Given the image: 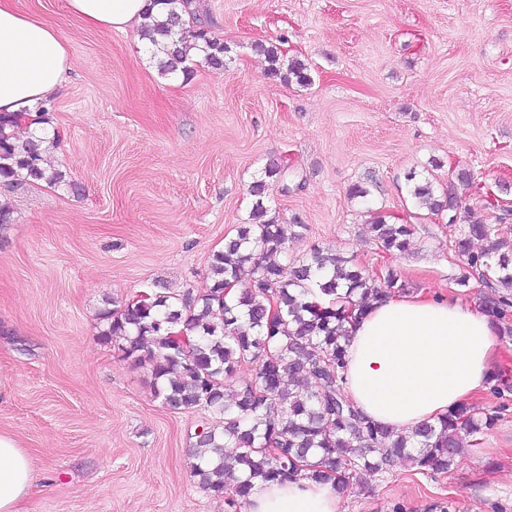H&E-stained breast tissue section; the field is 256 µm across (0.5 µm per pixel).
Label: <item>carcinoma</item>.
Here are the masks:
<instances>
[{
	"mask_svg": "<svg viewBox=\"0 0 512 512\" xmlns=\"http://www.w3.org/2000/svg\"><path fill=\"white\" fill-rule=\"evenodd\" d=\"M167 5L163 20L142 27L144 35L162 46L161 74L186 71L189 50L200 47L207 65H226L228 47L200 27L176 24L190 10L191 0H153ZM255 51L268 62L267 75L301 86L311 83L307 65L280 62V49L258 42ZM16 118L0 115V178L7 185L23 182L59 184L64 174L45 168L44 138L31 131L19 138L4 129ZM288 163L272 160L250 185L255 203L249 221L239 225L224 249L212 254L209 290L197 295L174 292L163 283L145 302L127 300L100 313L99 339L117 343L122 357L151 367L154 395L173 410H202L209 419L192 444L197 462L191 477L217 497L230 492L227 504L243 508L254 481L288 480L300 462L309 478L343 487L352 476L382 474L398 460L417 473L447 472L468 446V438L491 427L495 415L462 405L438 424H423L410 433L389 431L363 417L344 394L348 331L345 324L364 314L378 297L399 294L405 284L393 270L382 276L353 260L318 246L284 278L277 258L296 237L294 225L266 218L264 197L269 184L288 186ZM470 185L464 173L436 193L426 179L410 194L432 214L457 219L458 186ZM371 239L389 253L407 251L412 225L390 223L371 214ZM485 242L477 252L473 240ZM465 265L480 277L496 281L504 291L480 298L496 320L512 322V240L498 236L491 224L466 221L455 243ZM240 284L237 296L226 299L225 288ZM276 306L278 314L269 312ZM243 363L254 365V377L235 387L230 378ZM299 375L301 387H287L285 375ZM238 449L234 455L224 449Z\"/></svg>",
	"mask_w": 512,
	"mask_h": 512,
	"instance_id": "cac0c4a2",
	"label": "carcinoma"
}]
</instances>
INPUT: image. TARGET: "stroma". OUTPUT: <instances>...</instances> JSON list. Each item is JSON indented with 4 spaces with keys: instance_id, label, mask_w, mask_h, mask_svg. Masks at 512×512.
I'll list each match as a JSON object with an SVG mask.
<instances>
[{
    "instance_id": "35a3bbf8",
    "label": "stroma",
    "mask_w": 512,
    "mask_h": 512,
    "mask_svg": "<svg viewBox=\"0 0 512 512\" xmlns=\"http://www.w3.org/2000/svg\"><path fill=\"white\" fill-rule=\"evenodd\" d=\"M230 60L161 75L139 29L106 31L65 0H13L46 22L73 60L44 116L64 183L0 182V431L40 475L25 512H229L190 476L203 411L153 395L148 367L98 338L107 300L154 283L199 294L212 254L247 222L248 188L285 160L300 187L270 185L264 203L303 229L284 269L311 246L367 269L390 268L416 293H485L467 275L446 216L418 208L409 173L447 183L470 173L463 207L512 239V0H201ZM307 63V86L269 78L254 50ZM359 183L368 201L347 191ZM412 224L411 246L386 255L367 208ZM468 286H458L461 276ZM476 410L497 415L448 472L400 462L350 479L343 512H503L512 484V389Z\"/></svg>"
}]
</instances>
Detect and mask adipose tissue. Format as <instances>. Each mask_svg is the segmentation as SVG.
<instances>
[{
    "label": "adipose tissue",
    "instance_id": "adipose-tissue-1",
    "mask_svg": "<svg viewBox=\"0 0 512 512\" xmlns=\"http://www.w3.org/2000/svg\"><path fill=\"white\" fill-rule=\"evenodd\" d=\"M69 12L99 29L140 27L163 17L149 0H66ZM73 66L55 28L0 0V113L35 117ZM499 324L478 302L418 292L372 303L350 327L344 392L365 416L396 432L437 423L495 382ZM37 480L26 451L0 432V512H21ZM245 512H341L331 484L305 476L255 481Z\"/></svg>",
    "mask_w": 512,
    "mask_h": 512
}]
</instances>
